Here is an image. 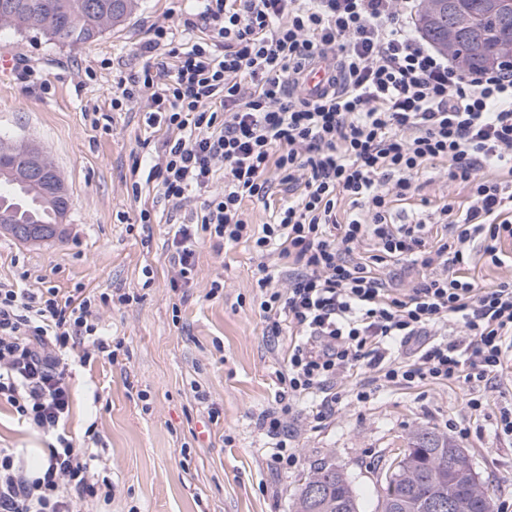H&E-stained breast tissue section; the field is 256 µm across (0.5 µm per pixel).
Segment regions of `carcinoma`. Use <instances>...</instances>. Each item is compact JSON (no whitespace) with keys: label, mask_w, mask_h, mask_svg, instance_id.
Segmentation results:
<instances>
[{"label":"carcinoma","mask_w":512,"mask_h":512,"mask_svg":"<svg viewBox=\"0 0 512 512\" xmlns=\"http://www.w3.org/2000/svg\"><path fill=\"white\" fill-rule=\"evenodd\" d=\"M19 8L9 15L0 12V27L24 31H41L72 44L95 41L102 32L125 20L136 0H99V13L93 15L87 0H14ZM450 17L461 21L456 30L460 50L470 57L471 70L490 67L501 61L498 46L512 41V8L495 10L489 0H447ZM416 27L433 43L448 32V23L432 24L419 13ZM26 154L22 143H0V162L21 165ZM0 206L14 211L24 224L49 223L56 219V209L44 187L33 193L14 188V197L0 199ZM462 448L451 438L427 428H417L407 437L406 448L390 468L380 495V512H433L430 501L437 495H451L468 502L462 512H494L488 494L471 501L460 481L448 479V469L432 476V464L448 455V449ZM295 512H361L358 494L351 481L334 467L321 466L301 485Z\"/></svg>","instance_id":"carcinoma-1"}]
</instances>
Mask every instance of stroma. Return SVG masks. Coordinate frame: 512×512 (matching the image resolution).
I'll use <instances>...</instances> for the list:
<instances>
[{
    "instance_id": "1",
    "label": "stroma",
    "mask_w": 512,
    "mask_h": 512,
    "mask_svg": "<svg viewBox=\"0 0 512 512\" xmlns=\"http://www.w3.org/2000/svg\"><path fill=\"white\" fill-rule=\"evenodd\" d=\"M198 9L197 0H138L126 21L88 45L0 28V56L13 59L0 72V141L39 148L71 196L59 238L22 243L0 231V279L65 295L80 288L129 297L99 314L106 333L123 343L116 361L73 365L68 378L65 430L100 453L112 477L109 512H293L300 486L324 465L348 474L363 512H375L391 462L419 426L452 438L465 433L462 445L489 495L512 507V439L494 434L503 407L512 405L506 383L488 390L478 416L457 385L384 388L365 404L350 397L321 422L309 397L288 416L297 464L286 468L274 458L260 421L277 405L288 341L267 342L250 251L204 239L193 285L171 290L167 210L155 184L136 195L126 184L143 141L157 146L164 134L145 126L146 100L112 107L119 75L144 66L140 49L154 26L180 25ZM95 117L107 128L92 127ZM417 185L411 199L394 203L392 222L434 221L437 207L469 194L449 182L441 163ZM143 208L154 210V223H138ZM217 277L224 294L208 298ZM213 408L220 420L211 425ZM48 442L0 403V448L24 449L30 467Z\"/></svg>"
}]
</instances>
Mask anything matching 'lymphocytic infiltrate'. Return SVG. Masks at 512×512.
<instances>
[{"label":"lymphocytic infiltrate","mask_w":512,"mask_h":512,"mask_svg":"<svg viewBox=\"0 0 512 512\" xmlns=\"http://www.w3.org/2000/svg\"><path fill=\"white\" fill-rule=\"evenodd\" d=\"M420 0H204L207 41L176 40L159 25L143 47L173 65L119 79L113 108L147 97L150 127L167 137L148 176L176 231L169 285L193 281L201 237L248 244L256 304L272 337L288 336L277 373L280 408L263 415L276 459L297 460L286 416L321 395L324 420L344 380L373 385L464 384L472 413L512 369V65L463 73L414 28ZM339 89L315 98L296 79L327 52ZM469 189L465 208L440 207L435 226L395 224L429 164ZM272 207L253 224L244 204ZM349 216H342L343 206ZM503 274L468 276L475 252ZM422 270L394 287L391 262ZM108 295H62L0 281V401L51 435L42 471L0 448V512H79L110 504L112 483L93 453L59 427L70 411L68 359L115 360L101 331Z\"/></svg>","instance_id":"obj_1"}]
</instances>
